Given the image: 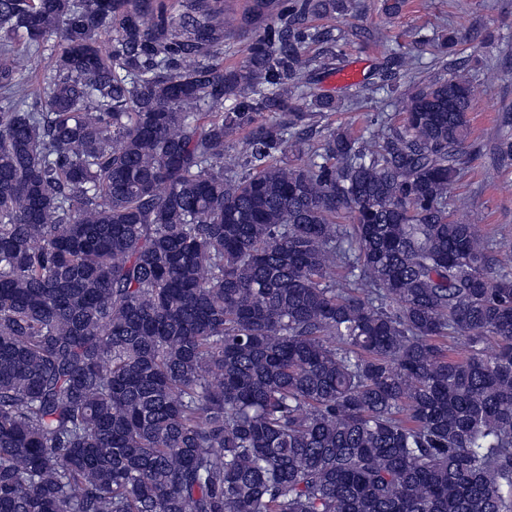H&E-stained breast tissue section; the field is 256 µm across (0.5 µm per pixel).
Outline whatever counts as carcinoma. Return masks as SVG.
Masks as SVG:
<instances>
[{
  "mask_svg": "<svg viewBox=\"0 0 512 512\" xmlns=\"http://www.w3.org/2000/svg\"><path fill=\"white\" fill-rule=\"evenodd\" d=\"M345 3L226 69L224 0H0V512H512V269L448 212L473 85L393 53L402 123L307 143ZM60 50L59 42L50 41L47 50L44 51L39 56H35L32 60V73H33V82L31 84V92L38 91L39 83L37 78H41V76L48 70L49 65L51 64V58L54 53H58Z\"/></svg>",
  "mask_w": 512,
  "mask_h": 512,
  "instance_id": "1",
  "label": "carcinoma"
}]
</instances>
